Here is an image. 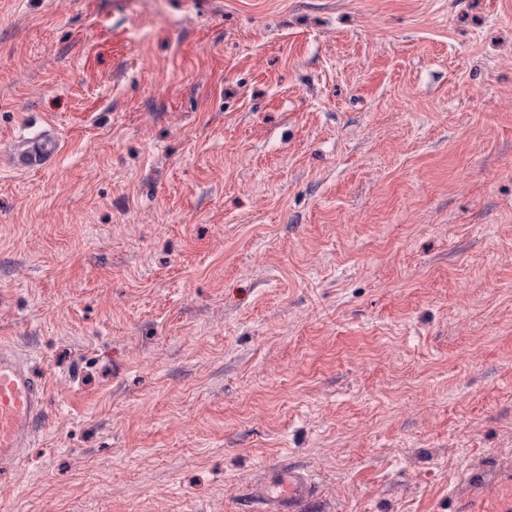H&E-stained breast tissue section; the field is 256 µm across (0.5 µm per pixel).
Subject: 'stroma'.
Returning a JSON list of instances; mask_svg holds the SVG:
<instances>
[{"label":"stroma","mask_w":512,"mask_h":512,"mask_svg":"<svg viewBox=\"0 0 512 512\" xmlns=\"http://www.w3.org/2000/svg\"><path fill=\"white\" fill-rule=\"evenodd\" d=\"M0 343V512H512V0H0ZM44 382L10 349L0 347V480L10 483L24 447L45 416ZM311 485L305 474L289 471L288 475L271 476L256 490L266 512H295L298 504L309 496Z\"/></svg>","instance_id":"obj_1"}]
</instances>
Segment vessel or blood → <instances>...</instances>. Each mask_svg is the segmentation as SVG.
<instances>
[{
  "instance_id": "vessel-or-blood-1",
  "label": "vessel or blood",
  "mask_w": 512,
  "mask_h": 512,
  "mask_svg": "<svg viewBox=\"0 0 512 512\" xmlns=\"http://www.w3.org/2000/svg\"><path fill=\"white\" fill-rule=\"evenodd\" d=\"M47 394L44 382L34 375L10 349L0 347V481L7 483L31 435L45 416ZM305 474L289 472L271 476L256 490L267 512H296L309 496Z\"/></svg>"
}]
</instances>
